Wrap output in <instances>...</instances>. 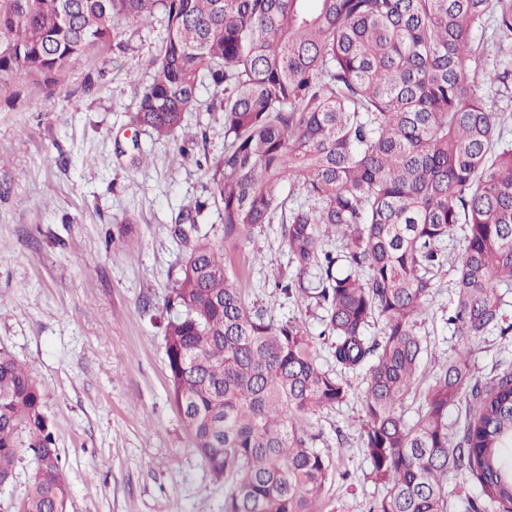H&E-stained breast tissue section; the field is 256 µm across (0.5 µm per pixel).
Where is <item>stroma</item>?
I'll return each instance as SVG.
<instances>
[{
    "label": "stroma",
    "mask_w": 512,
    "mask_h": 512,
    "mask_svg": "<svg viewBox=\"0 0 512 512\" xmlns=\"http://www.w3.org/2000/svg\"><path fill=\"white\" fill-rule=\"evenodd\" d=\"M166 34L160 15L128 26L125 47L66 71L51 95L24 80L0 89V352L27 363L45 388L71 484L67 512H224L226 488L192 450L170 398L155 319L183 254L179 214L204 202L198 235H222L208 168L224 153V121L204 88L185 115L197 136L191 155L132 125L152 75L146 61ZM124 221L120 244L112 236ZM225 252L246 300L301 322L319 363L333 369L324 309L274 286L275 272L295 273L281 224L260 225ZM454 278L449 266L438 273L423 316L420 388L457 348L447 324ZM363 426L355 397L303 421L335 465L321 512H366L383 493L361 448ZM33 468L20 449L0 512H17Z\"/></svg>",
    "instance_id": "obj_1"
}]
</instances>
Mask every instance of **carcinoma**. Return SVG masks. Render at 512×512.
I'll return each mask as SVG.
<instances>
[{
    "label": "carcinoma",
    "mask_w": 512,
    "mask_h": 512,
    "mask_svg": "<svg viewBox=\"0 0 512 512\" xmlns=\"http://www.w3.org/2000/svg\"><path fill=\"white\" fill-rule=\"evenodd\" d=\"M158 12L167 35L132 122L175 137L204 85L208 111L224 116L209 178L224 242L191 236L205 203L180 216L184 254L160 322L174 405L228 486L224 512H319L333 461L302 418L354 394L384 487L367 512H448L450 472L477 488L463 512H512V365L482 380L470 364L485 337L512 335L500 295L512 289V142L477 93L512 85V0H0V79L51 95L67 69ZM477 33L501 60L488 62ZM286 186L306 203L286 210ZM278 212L296 278L275 285L325 309L338 374L301 324L249 304L230 277L224 244ZM458 224L448 324L460 348L410 423L402 404L428 351L418 324ZM348 373L363 375L360 391ZM44 397L1 353L0 480L18 449L35 460L20 512H66L71 494Z\"/></svg>",
    "instance_id": "1"
}]
</instances>
